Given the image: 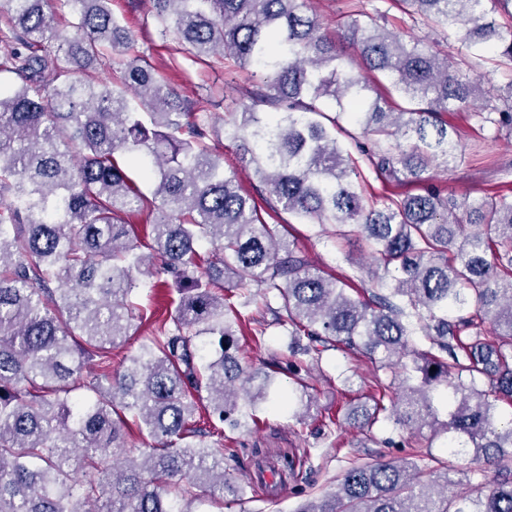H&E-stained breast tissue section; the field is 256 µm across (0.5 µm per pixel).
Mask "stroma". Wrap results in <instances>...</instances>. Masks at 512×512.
Here are the masks:
<instances>
[{
    "instance_id": "35a3bbf8",
    "label": "stroma",
    "mask_w": 512,
    "mask_h": 512,
    "mask_svg": "<svg viewBox=\"0 0 512 512\" xmlns=\"http://www.w3.org/2000/svg\"><path fill=\"white\" fill-rule=\"evenodd\" d=\"M109 7L130 32L134 49L144 55L165 83L187 99L194 111L224 117V109L251 82L249 70L219 55L207 63L186 58L173 36L162 35L150 0H111ZM478 96L475 109L489 106ZM475 109L447 113L445 119L464 149L460 164L432 172V183L442 194L478 198L497 182H512V133L492 136L480 128ZM270 224H284L304 252L308 262L325 275L354 280L356 287L372 289L373 283L361 263L366 257L364 242L356 235L340 236L336 225L301 223L286 213L264 212ZM350 377L354 394L365 393L375 380H388L366 357L340 351L324 355L321 364L309 366L304 374L313 403L304 421L285 412H260L257 426L229 433L224 445L234 450L231 472L252 481L254 487L243 501L225 506L224 512H292L301 500L319 497L335 489L336 481L351 462L399 461L429 450L447 462L451 474L449 493L468 490L469 459L430 443V429L420 434L385 422L363 432L346 418H339L330 437L316 438L310 431L317 418L347 407L342 379Z\"/></svg>"
}]
</instances>
